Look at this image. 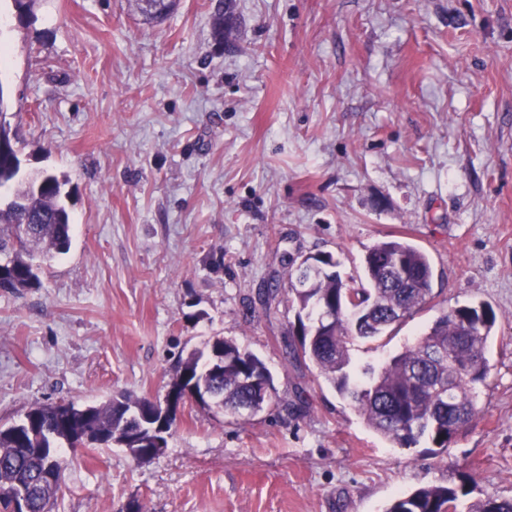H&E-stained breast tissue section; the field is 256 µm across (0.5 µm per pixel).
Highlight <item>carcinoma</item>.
<instances>
[{"instance_id":"1","label":"carcinoma","mask_w":512,"mask_h":512,"mask_svg":"<svg viewBox=\"0 0 512 512\" xmlns=\"http://www.w3.org/2000/svg\"><path fill=\"white\" fill-rule=\"evenodd\" d=\"M176 0H157L153 9H141L149 21L164 19ZM231 5L216 15L214 35L220 42L233 33ZM40 178L23 179L10 150L0 149V188L13 189L0 201V252L19 241L20 249L0 263V288L20 291L36 288L40 279L33 263L37 253L66 252L72 223L61 198L65 181L51 175L36 190ZM32 225L22 241L20 224ZM331 268L311 274L299 264L288 280L267 292L266 302L281 297L310 309L316 317L298 318L300 348L294 358H307L337 393L350 401L366 425L400 447L426 438L439 449L448 443L477 412L475 385L490 373L487 344L496 323L494 311L484 305H456L444 312L416 342L407 343L378 367L361 370L365 382H350V340H376L392 327L419 312L432 298L433 272L428 255L399 238L383 239L364 257L366 284L353 288ZM224 344V377L214 384L215 402L260 409L265 403L257 382L273 386L267 367L256 355L232 340ZM139 400L110 399L101 404H35L6 428L0 427V512H11L12 497L25 494L29 512H52L62 486L63 461L51 449L65 441L89 447L112 441V427L135 411ZM468 494L425 485L394 499L385 512H460L458 500ZM467 512H512L511 498L487 497L470 504Z\"/></svg>"}]
</instances>
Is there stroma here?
<instances>
[{"instance_id": "35a3bbf8", "label": "stroma", "mask_w": 512, "mask_h": 512, "mask_svg": "<svg viewBox=\"0 0 512 512\" xmlns=\"http://www.w3.org/2000/svg\"><path fill=\"white\" fill-rule=\"evenodd\" d=\"M0 0V89L23 174L67 179L69 251L40 287L0 290V425L45 402L162 400L177 356L235 340L270 370L254 414L186 405L166 452L64 450L54 512H384L474 471L470 500L512 498V0ZM423 249L433 298L375 365L450 306L497 322L478 414L432 455L363 419L296 343L297 305L264 293L329 253Z\"/></svg>"}]
</instances>
